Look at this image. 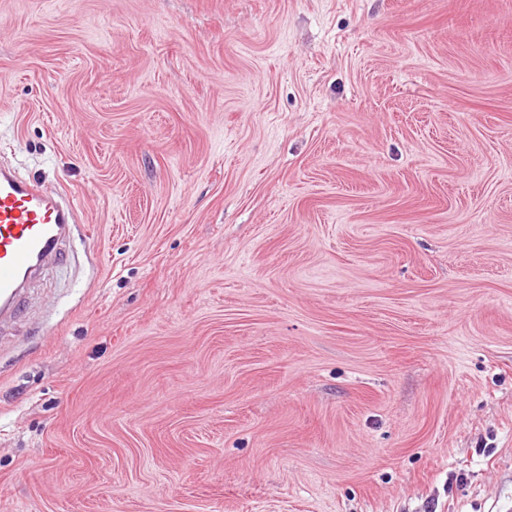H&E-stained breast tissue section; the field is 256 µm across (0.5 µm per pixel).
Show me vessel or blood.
<instances>
[{"instance_id": "1", "label": "vessel or blood", "mask_w": 512, "mask_h": 512, "mask_svg": "<svg viewBox=\"0 0 512 512\" xmlns=\"http://www.w3.org/2000/svg\"><path fill=\"white\" fill-rule=\"evenodd\" d=\"M74 206L44 183L0 166V316L12 317L24 282L52 256L74 222Z\"/></svg>"}]
</instances>
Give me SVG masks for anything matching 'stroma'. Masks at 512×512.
Returning a JSON list of instances; mask_svg holds the SVG:
<instances>
[{"instance_id":"stroma-1","label":"stroma","mask_w":512,"mask_h":512,"mask_svg":"<svg viewBox=\"0 0 512 512\" xmlns=\"http://www.w3.org/2000/svg\"><path fill=\"white\" fill-rule=\"evenodd\" d=\"M0 162V512H512V0H0ZM74 206L44 183L0 166V316L12 317L24 282L49 257L74 223Z\"/></svg>"}]
</instances>
